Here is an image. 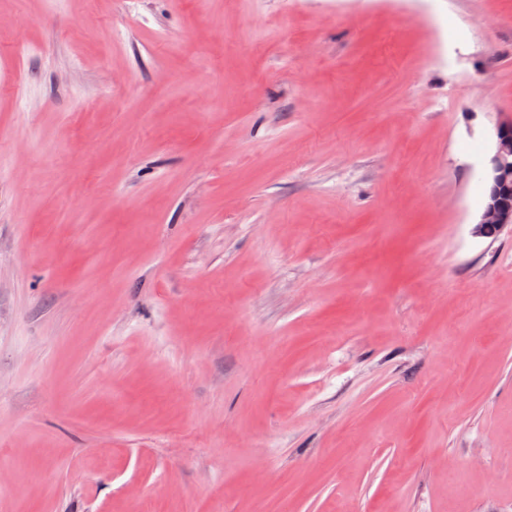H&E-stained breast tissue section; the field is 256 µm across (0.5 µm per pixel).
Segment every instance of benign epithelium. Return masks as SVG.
I'll list each match as a JSON object with an SVG mask.
<instances>
[{"label":"benign epithelium","mask_w":512,"mask_h":512,"mask_svg":"<svg viewBox=\"0 0 512 512\" xmlns=\"http://www.w3.org/2000/svg\"><path fill=\"white\" fill-rule=\"evenodd\" d=\"M493 154L485 173L486 195L473 233L479 237L488 228L498 230L512 225V119L496 122Z\"/></svg>","instance_id":"7a95c632"}]
</instances>
